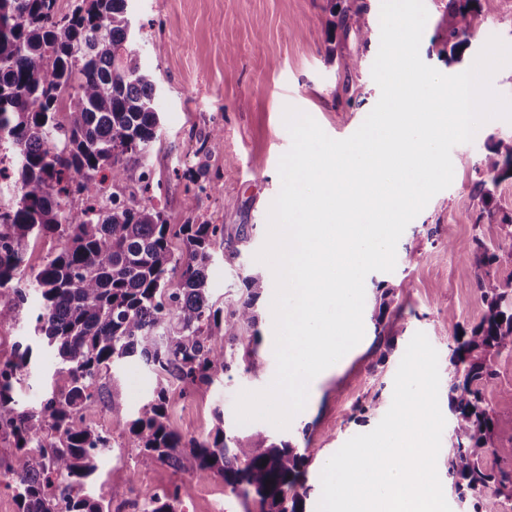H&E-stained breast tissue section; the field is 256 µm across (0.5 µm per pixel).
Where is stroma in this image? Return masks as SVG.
<instances>
[{"mask_svg": "<svg viewBox=\"0 0 512 512\" xmlns=\"http://www.w3.org/2000/svg\"><path fill=\"white\" fill-rule=\"evenodd\" d=\"M358 2L364 7L360 29L334 35L329 32L333 0L129 3L140 60L156 86L159 125L151 167L160 190L154 204L173 225L189 220L223 225L208 269L217 306L241 297L246 275H261L266 283L256 306L263 374L255 377L240 367L230 379L208 386L171 383L169 425L186 440L204 437L220 425L230 435L259 433L275 442H292L309 458L306 512H317L324 461L353 436L373 430L389 410L395 374L416 332H424L438 352L439 404L447 406L453 343L448 314L456 312L464 324L481 318L483 305L468 253L474 237L490 246L497 241V226L482 218L484 204L473 185L485 177L482 161L492 141L512 137V122L494 118L471 142L453 148V181L406 227L397 243L394 271L373 272L365 279L363 339L311 382L307 405L289 427L280 430L265 421L237 425L238 394L266 388L276 371L270 308L274 277L255 255L265 242L269 208L281 189L278 163L292 144L285 109L309 114L329 137L340 140L361 126L380 98L372 65L380 46L381 0ZM424 4L429 17L420 57L444 74L470 68L491 37L512 45V0H480L464 58L449 62L448 0ZM345 57L358 59V68L344 70L340 61ZM216 127L223 130L221 138H210ZM201 163L209 167L213 190L197 197L187 191L183 173ZM381 285L397 290L385 327L375 321ZM388 336L395 339L390 351L384 346ZM116 380L126 390L129 414L151 399L156 386L155 376L137 360L102 376L83 417L111 437L115 452L111 460L101 461L90 493L104 496L119 489L131 499L175 487L182 512H211L218 500L224 503L223 512H244L242 499L210 471H177L164 464L149 470L137 467L135 449L124 447L112 418L107 390ZM66 384L59 360L37 350L16 398L23 408L34 409L46 394Z\"/></svg>", "mask_w": 512, "mask_h": 512, "instance_id": "stroma-1", "label": "stroma"}]
</instances>
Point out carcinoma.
Listing matches in <instances>:
<instances>
[{"instance_id":"carcinoma-1","label":"carcinoma","mask_w":512,"mask_h":512,"mask_svg":"<svg viewBox=\"0 0 512 512\" xmlns=\"http://www.w3.org/2000/svg\"><path fill=\"white\" fill-rule=\"evenodd\" d=\"M479 0H448V59L472 34ZM337 25L359 21L362 5L340 0ZM159 124L152 75L142 69L130 31L127 0H0V324L17 318L36 294L33 335L0 360V434L16 448L11 473L18 512H109L105 499L84 493L110 440L82 417L102 373L138 357L157 377L152 398L129 417L124 392L112 383V415L144 469L195 466L224 480L257 512H305L308 458L288 441L260 434L227 438L221 425L202 440L184 441L168 425L169 383L211 385L244 351L246 371H264L257 354L255 309L266 288L258 274L243 278L245 296L223 308L210 300L208 267L224 227L182 224L172 232L162 211L130 197L100 196V181L151 189L149 160ZM491 181L475 183L485 206L488 183L512 178V138L493 143L483 161ZM81 205H74V195ZM497 243L473 238L480 321L453 325L448 383L452 434L448 479L458 498L482 512L489 497L512 501V439L496 434L487 402L498 389L495 357L512 353V280L492 269L512 257V216L498 222ZM182 237L176 251L171 239ZM53 237L58 249L27 265L30 243ZM181 269L171 285L170 274ZM396 288L379 296L382 324ZM66 365L68 386L37 410L15 398L33 346ZM176 488L149 496L147 512H179Z\"/></svg>"}]
</instances>
